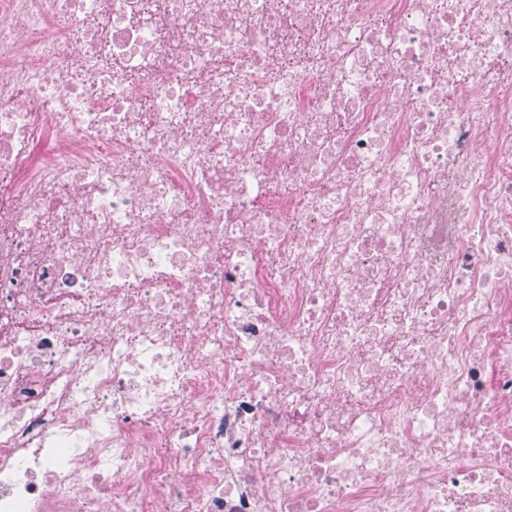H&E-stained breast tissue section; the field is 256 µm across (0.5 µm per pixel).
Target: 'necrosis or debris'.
Instances as JSON below:
<instances>
[{"mask_svg":"<svg viewBox=\"0 0 512 512\" xmlns=\"http://www.w3.org/2000/svg\"><path fill=\"white\" fill-rule=\"evenodd\" d=\"M0 512H512V0H0Z\"/></svg>","mask_w":512,"mask_h":512,"instance_id":"obj_1","label":"necrosis or debris"}]
</instances>
